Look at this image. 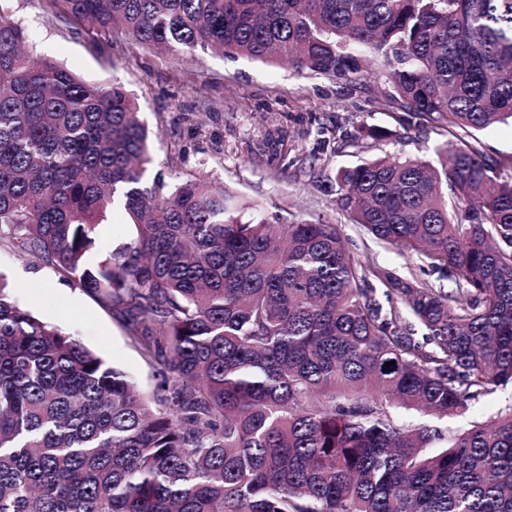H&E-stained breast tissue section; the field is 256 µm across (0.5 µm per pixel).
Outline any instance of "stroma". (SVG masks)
<instances>
[{
  "label": "stroma",
  "instance_id": "stroma-1",
  "mask_svg": "<svg viewBox=\"0 0 512 512\" xmlns=\"http://www.w3.org/2000/svg\"><path fill=\"white\" fill-rule=\"evenodd\" d=\"M23 23L28 43L93 85L117 84L136 101L150 135L152 164L143 182L171 192L202 175L240 203L279 218L336 225L352 257L400 282L436 290L454 280L429 270L404 248H387L352 224L336 194V173L385 152L434 160L446 131L401 111L376 69L354 81L297 73L286 64L196 51L175 59L108 26L77 27L49 0H0ZM394 131L375 141L364 128ZM0 276L17 303L123 369L148 399L161 379L119 318L89 293L36 259L0 251ZM512 412V385L442 422L449 434Z\"/></svg>",
  "mask_w": 512,
  "mask_h": 512
}]
</instances>
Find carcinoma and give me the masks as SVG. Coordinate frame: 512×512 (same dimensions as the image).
I'll return each mask as SVG.
<instances>
[{
    "label": "carcinoma",
    "mask_w": 512,
    "mask_h": 512,
    "mask_svg": "<svg viewBox=\"0 0 512 512\" xmlns=\"http://www.w3.org/2000/svg\"><path fill=\"white\" fill-rule=\"evenodd\" d=\"M50 2L174 55L347 81L377 61L389 100L448 139L433 162L340 169L341 202L457 288L400 285L334 224L244 221L197 177L143 186L135 100L23 52L0 8V249L119 317L164 391L146 401L1 283L0 512H512V413L452 437L395 415L512 384V172L476 136L512 123V0ZM119 192L137 236L91 264Z\"/></svg>",
    "instance_id": "obj_1"
}]
</instances>
